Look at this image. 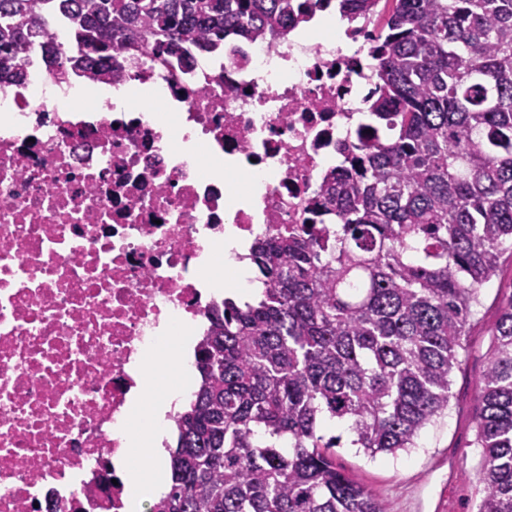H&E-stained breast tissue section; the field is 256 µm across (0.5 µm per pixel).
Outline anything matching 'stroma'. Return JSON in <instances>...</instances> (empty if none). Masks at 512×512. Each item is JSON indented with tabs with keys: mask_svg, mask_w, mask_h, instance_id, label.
<instances>
[{
	"mask_svg": "<svg viewBox=\"0 0 512 512\" xmlns=\"http://www.w3.org/2000/svg\"><path fill=\"white\" fill-rule=\"evenodd\" d=\"M511 295L512 256L506 254L467 327V350L450 377L448 412L421 431L415 448L371 458L352 446L345 423L324 424L326 436L340 438L337 466L385 500L390 512H476L482 487L480 451L474 446L477 394L500 304Z\"/></svg>",
	"mask_w": 512,
	"mask_h": 512,
	"instance_id": "35a3bbf8",
	"label": "stroma"
}]
</instances>
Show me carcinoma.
Listing matches in <instances>:
<instances>
[{"instance_id":"1","label":"carcinoma","mask_w":512,"mask_h":512,"mask_svg":"<svg viewBox=\"0 0 512 512\" xmlns=\"http://www.w3.org/2000/svg\"><path fill=\"white\" fill-rule=\"evenodd\" d=\"M343 15L377 0H336ZM294 0H0V84L39 48L60 79L118 46L190 69L224 39L288 31ZM64 16L67 41L48 20ZM393 137L324 178L308 224L259 239L261 296L208 310L178 415L170 487L150 512H390L336 467L328 420L373 457L448 412L480 292L512 242V0H390L371 46ZM477 512H512V295L478 393Z\"/></svg>"}]
</instances>
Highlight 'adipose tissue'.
Listing matches in <instances>:
<instances>
[{
  "label": "adipose tissue",
  "mask_w": 512,
  "mask_h": 512,
  "mask_svg": "<svg viewBox=\"0 0 512 512\" xmlns=\"http://www.w3.org/2000/svg\"><path fill=\"white\" fill-rule=\"evenodd\" d=\"M240 250L237 241H228L224 248V279L213 280L216 289H225L230 296L249 299L260 291L258 283L252 282L246 263L236 260ZM128 450L119 451L114 464L122 473L125 482L124 512H136L141 500L148 495H158L163 491L161 474L163 453L156 432L141 431L127 436Z\"/></svg>",
  "instance_id": "adipose-tissue-1"
}]
</instances>
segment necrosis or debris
<instances>
[{
    "instance_id": "obj_1",
    "label": "necrosis or debris",
    "mask_w": 512,
    "mask_h": 512,
    "mask_svg": "<svg viewBox=\"0 0 512 512\" xmlns=\"http://www.w3.org/2000/svg\"><path fill=\"white\" fill-rule=\"evenodd\" d=\"M303 11L187 71L124 50L100 79L26 59L24 85L0 86V512H123L113 458L152 425L139 382L207 329L202 269L227 234L301 232L359 151L379 18L345 17L346 53L304 42L323 10Z\"/></svg>"
}]
</instances>
